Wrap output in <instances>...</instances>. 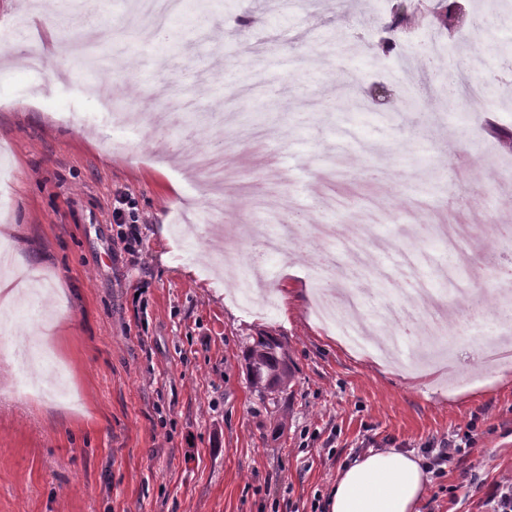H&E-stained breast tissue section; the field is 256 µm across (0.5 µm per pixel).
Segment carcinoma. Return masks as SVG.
Instances as JSON below:
<instances>
[{
	"label": "carcinoma",
	"mask_w": 512,
	"mask_h": 512,
	"mask_svg": "<svg viewBox=\"0 0 512 512\" xmlns=\"http://www.w3.org/2000/svg\"><path fill=\"white\" fill-rule=\"evenodd\" d=\"M246 369L251 382L273 395L286 391L292 381L287 344L273 336H259L246 352Z\"/></svg>",
	"instance_id": "cac0c4a2"
}]
</instances>
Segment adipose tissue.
I'll return each mask as SVG.
<instances>
[{"label":"adipose tissue","instance_id":"ef3b65f1","mask_svg":"<svg viewBox=\"0 0 512 512\" xmlns=\"http://www.w3.org/2000/svg\"><path fill=\"white\" fill-rule=\"evenodd\" d=\"M199 23L194 0H180L151 39L154 58L167 59L179 37ZM33 80L25 61H1L0 99L22 106L34 103L43 111L58 110L54 100L33 99ZM427 483L421 458L393 448L372 449L337 472L325 507L327 512H419Z\"/></svg>","mask_w":512,"mask_h":512}]
</instances>
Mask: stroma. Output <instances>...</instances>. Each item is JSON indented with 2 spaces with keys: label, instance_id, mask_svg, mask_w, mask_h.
<instances>
[{
  "label": "stroma",
  "instance_id": "35a3bbf8",
  "mask_svg": "<svg viewBox=\"0 0 512 512\" xmlns=\"http://www.w3.org/2000/svg\"><path fill=\"white\" fill-rule=\"evenodd\" d=\"M55 18L16 27L28 0H0V50L28 55L26 42L71 46L96 31L106 69L72 57L66 86L50 97L67 108L44 112L0 102V243L20 253L65 308L52 330L54 371L66 397H33L27 376L0 363V512H316L337 472L370 448L421 453L443 437L471 436L458 461L431 477L420 512H489L488 488L512 478V332L507 357L486 359L481 344L496 314L451 335L455 359L443 377L417 385L403 366L436 352L433 339L403 334L385 371L314 316L309 298L282 302L288 266L312 269L334 241L307 238L325 222L373 208L378 221L362 243L357 276L340 288L365 292L364 312L409 307L418 288L447 293L463 278L460 242L418 238L437 212L453 208L472 224L485 211L469 188L452 185L449 159L479 139L512 160V112L490 111L499 133L468 129L431 111L422 95L409 109L391 55L374 49V0H198L208 26L191 30L169 59L127 53L152 24L137 0H46ZM211 44L204 58L197 48ZM477 77L496 100L512 85V25L487 37ZM242 81H224L225 68ZM351 84L360 108L345 106ZM110 104L81 111L86 85ZM229 139L224 160L246 192L210 191L193 155ZM130 146L113 154L111 140ZM187 181L194 224L181 226L184 193L160 165ZM336 172L327 191L335 209L314 208L320 169ZM143 217L142 245L118 242L117 194ZM301 219L261 275L251 270L255 227L280 231L289 201ZM236 255L239 285L216 292L220 253ZM512 266V239L497 240L491 263L465 297H452L456 322L472 302H494L498 269ZM288 345L294 385L278 404L251 385L244 355L253 339Z\"/></svg>",
  "mask_w": 512,
  "mask_h": 512
}]
</instances>
